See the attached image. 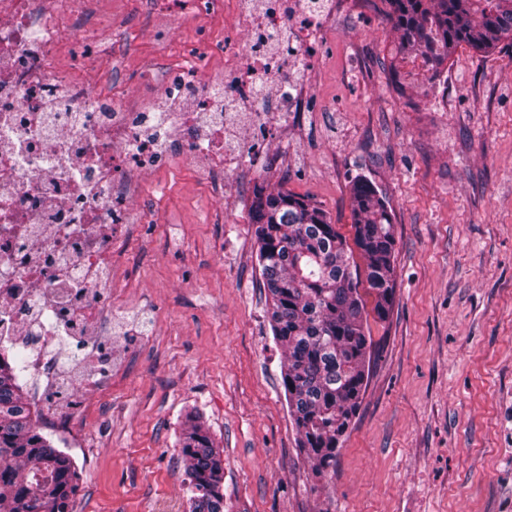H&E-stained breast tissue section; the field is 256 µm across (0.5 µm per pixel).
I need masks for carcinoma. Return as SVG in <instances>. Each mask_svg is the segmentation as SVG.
Here are the masks:
<instances>
[{"mask_svg": "<svg viewBox=\"0 0 512 512\" xmlns=\"http://www.w3.org/2000/svg\"><path fill=\"white\" fill-rule=\"evenodd\" d=\"M396 34L387 66L398 94L410 85L402 64L420 57L439 77L460 47L485 56L512 48V0H381ZM353 244L311 199L259 186L250 206L274 340L288 353L282 386L313 476L333 475L360 406L372 346L369 314L384 321L394 301L393 216L381 192L351 187ZM364 261L359 267L354 251ZM374 295L367 311L360 286ZM189 478V512H224V458L200 421L179 437ZM79 475L55 448L0 366V512H72Z\"/></svg>", "mask_w": 512, "mask_h": 512, "instance_id": "carcinoma-1", "label": "carcinoma"}]
</instances>
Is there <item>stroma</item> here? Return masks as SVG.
Wrapping results in <instances>:
<instances>
[{
    "instance_id": "obj_1",
    "label": "stroma",
    "mask_w": 512,
    "mask_h": 512,
    "mask_svg": "<svg viewBox=\"0 0 512 512\" xmlns=\"http://www.w3.org/2000/svg\"><path fill=\"white\" fill-rule=\"evenodd\" d=\"M111 53L74 25L61 64L128 104L164 77L224 70V18L205 0H104ZM395 37L368 0H338L307 109L283 140L244 129L248 167L223 180L186 159L143 176L142 217L112 266V389H84L73 512H188L177 444L198 411L224 459L230 512H512V52L458 49L446 79L382 72ZM364 178L394 215L395 300L371 322L360 407L328 485L315 484L281 385L249 219L256 184L312 199L352 237Z\"/></svg>"
}]
</instances>
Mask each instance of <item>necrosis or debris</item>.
<instances>
[{
    "label": "necrosis or debris",
    "instance_id": "obj_1",
    "mask_svg": "<svg viewBox=\"0 0 512 512\" xmlns=\"http://www.w3.org/2000/svg\"><path fill=\"white\" fill-rule=\"evenodd\" d=\"M94 2L0 0V356L25 348L22 394L67 440L88 400L79 381L61 378L65 347L94 350L96 387H112V353L95 343L106 333L112 258L135 232L140 177L178 156L219 179L241 166L230 134L246 118L271 135L301 110L305 82L287 78L283 63L312 66L326 20L316 0H206L248 40L225 43L233 61L219 92L188 78L167 83L158 114L117 103L80 60L58 66L65 21ZM256 73L278 84L276 100L255 93ZM235 100L252 103L248 117L229 111Z\"/></svg>",
    "mask_w": 512,
    "mask_h": 512
}]
</instances>
